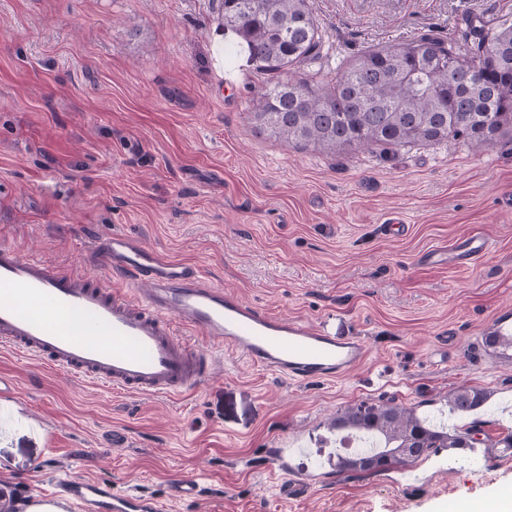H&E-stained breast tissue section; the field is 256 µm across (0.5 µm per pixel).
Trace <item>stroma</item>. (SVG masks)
I'll use <instances>...</instances> for the list:
<instances>
[{
	"mask_svg": "<svg viewBox=\"0 0 512 512\" xmlns=\"http://www.w3.org/2000/svg\"><path fill=\"white\" fill-rule=\"evenodd\" d=\"M221 0H0V241L87 273V237L125 233L198 266L206 283L278 317L361 337L345 376L295 383L216 351L186 396L123 395L0 348L5 507L33 512L60 472L112 481L168 512H470L512 495V142L457 141L336 156L250 120L267 74L219 21ZM323 37L306 75L334 81L371 47L463 18L512 20V0H309ZM400 219L401 235L387 233ZM479 233L461 269L429 252ZM479 386L476 418L448 395ZM396 400L489 442L380 472L336 471L327 421ZM124 439L116 443L113 433ZM281 449L284 465L271 459ZM196 480L199 498L171 487Z\"/></svg>",
	"mask_w": 512,
	"mask_h": 512,
	"instance_id": "obj_1",
	"label": "stroma"
}]
</instances>
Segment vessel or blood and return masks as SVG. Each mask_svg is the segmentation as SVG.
<instances>
[{
  "label": "vessel or blood",
  "instance_id": "obj_1",
  "mask_svg": "<svg viewBox=\"0 0 512 512\" xmlns=\"http://www.w3.org/2000/svg\"><path fill=\"white\" fill-rule=\"evenodd\" d=\"M487 238L460 239L442 262L470 266ZM89 261L117 288L72 273L0 242V345L17 355L108 386L121 394L179 395L206 384L214 350L231 347L252 364L299 382L346 375L367 355L355 336L336 337L300 319L267 315L238 295L205 283L197 267L143 247L121 232L92 237ZM202 335L201 349L173 326ZM72 512H163L110 482L58 478L34 500Z\"/></svg>",
  "mask_w": 512,
  "mask_h": 512
}]
</instances>
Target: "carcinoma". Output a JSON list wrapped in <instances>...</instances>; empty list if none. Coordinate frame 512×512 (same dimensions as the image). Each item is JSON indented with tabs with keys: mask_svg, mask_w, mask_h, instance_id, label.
Returning a JSON list of instances; mask_svg holds the SVG:
<instances>
[{
	"mask_svg": "<svg viewBox=\"0 0 512 512\" xmlns=\"http://www.w3.org/2000/svg\"><path fill=\"white\" fill-rule=\"evenodd\" d=\"M221 21L246 46L256 67L272 75L251 120L257 130L296 148L342 154L354 147L395 151L411 145L465 141L493 147L512 140V24L468 19L459 37L423 34L394 48L359 55L333 84L299 76L320 54L321 37L308 0H223ZM485 347L512 350V336L492 331ZM488 393L462 386L451 410L476 412ZM328 430L370 437L375 446L336 456V473L380 471L441 448H469L476 430L448 432L394 400L348 406Z\"/></svg>",
	"mask_w": 512,
	"mask_h": 512,
	"instance_id": "cac0c4a2",
	"label": "carcinoma"
}]
</instances>
